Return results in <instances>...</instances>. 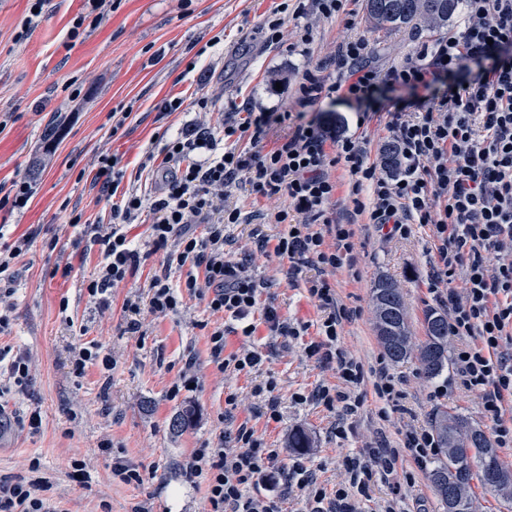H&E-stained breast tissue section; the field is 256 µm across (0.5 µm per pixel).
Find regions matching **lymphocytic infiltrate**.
I'll list each match as a JSON object with an SVG mask.
<instances>
[{
	"label": "lymphocytic infiltrate",
	"instance_id": "lymphocytic-infiltrate-1",
	"mask_svg": "<svg viewBox=\"0 0 512 512\" xmlns=\"http://www.w3.org/2000/svg\"><path fill=\"white\" fill-rule=\"evenodd\" d=\"M349 0H286L263 19L269 45L283 39L284 15L315 9L326 19L348 16ZM462 27L422 47L387 71L372 68L368 38L342 41L329 62L305 69L300 99L313 107L312 116L290 115L273 108L231 104L221 123L225 137L247 141L248 149L218 152L210 127L199 125L165 141L160 153H146L140 170L157 164L173 168L163 195L146 200L137 187H123L125 172L117 157L97 159L95 175L102 192L121 194L113 205L109 227L83 224L72 214L71 226H83L102 261L87 286L90 296L107 294L133 275L140 253L133 249L127 225L143 212L152 220L148 238L156 250H166L168 263L187 267L181 289L166 275L149 284L150 308L158 315L178 312L184 297L202 302L213 314L241 321L240 334L251 338L261 315L271 339L295 338L306 332L263 301L267 280L254 276L247 259L224 250V227L241 220L238 209L223 208L224 192L246 181L260 198H286L285 206L269 214L284 225L273 248L288 263L290 284H304L323 313L316 340L305 346L308 357L333 366L339 386L322 388L318 400L327 409L352 416L361 406L355 393L363 384L362 364L339 343L343 322L353 310L340 303L327 279H302L304 269L337 270L353 266L351 225L328 216L338 185L327 174L343 165L355 214L370 223L406 235L411 225L429 226L437 242L431 274L432 292L448 303V333L469 337L455 354L461 385L482 401L485 419L500 445L512 444V424L504 404L512 398V0H461ZM333 70L324 78L323 70ZM428 90L425 99H401L389 113L388 127L398 149L399 167L389 171L368 157L365 139L327 135L325 115L317 106L326 101L363 102L380 87ZM292 122L287 137L268 141L269 128ZM369 192L370 203L359 196ZM204 225L201 235L190 227ZM210 358L219 372H250L260 366V354L248 348L226 350V331L216 326L209 335ZM225 446L202 445L194 450L187 473L206 485L207 512H285L294 491L304 494L305 512H359V498L370 495L373 476L397 470L401 450L423 464L438 452L434 435L424 427L408 429L402 449L372 448L367 456L341 460L345 478L334 491L318 482L303 461L278 468L279 449L268 447L248 423L224 433ZM373 466H366L365 458ZM29 476L0 478V512H52L49 477L39 461L29 464Z\"/></svg>",
	"mask_w": 512,
	"mask_h": 512
}]
</instances>
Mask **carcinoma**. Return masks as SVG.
Listing matches in <instances>:
<instances>
[{
	"instance_id": "obj_1",
	"label": "carcinoma",
	"mask_w": 512,
	"mask_h": 512,
	"mask_svg": "<svg viewBox=\"0 0 512 512\" xmlns=\"http://www.w3.org/2000/svg\"><path fill=\"white\" fill-rule=\"evenodd\" d=\"M458 0H365L366 16L381 29L443 28L453 17ZM375 326L386 355L395 362L411 356L428 378L448 367V318L426 315L425 340L414 346L408 336L407 315L396 284L381 277L373 288ZM442 458L430 480L444 512H471V482L479 479L488 489L512 496V472L504 468L497 449L480 429L457 414L440 410L435 418Z\"/></svg>"
}]
</instances>
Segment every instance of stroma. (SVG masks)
Returning <instances> with one entry per match:
<instances>
[{"label": "stroma", "mask_w": 512, "mask_h": 512, "mask_svg": "<svg viewBox=\"0 0 512 512\" xmlns=\"http://www.w3.org/2000/svg\"><path fill=\"white\" fill-rule=\"evenodd\" d=\"M281 0H114V9L86 36L70 40L72 20L84 0H52L28 39L14 34L28 13L27 0H0V196L14 183L32 184L34 194L22 209H0V230L12 241L24 234L33 239L12 263L15 290L8 324L0 328V347L28 353L32 380L25 389L0 397L11 419L0 427V477L24 476L31 460H39L52 478L63 512H204L206 486L190 478L186 466L194 448L219 445L224 433V398L235 393V421L249 422L268 446L281 449L280 467L303 456L326 488L341 475L339 452L386 443L399 449L398 473L375 480L361 512H375L380 500L398 496L402 512H444L430 482L429 469L417 466L401 444L407 427L433 428L437 409L449 408L469 424L488 430L480 401L457 383L455 366L434 379L424 377L415 359L399 363L381 348L375 329L372 290L379 278L397 283L403 295L413 342L424 341L428 312L447 314L429 289L435 242L428 227L415 224L409 235L386 236L367 216L356 217L355 269L341 268L328 280L338 300L359 314L342 325L340 345L365 370L386 368L399 380L404 397L398 403L379 399L371 382L357 390L362 406L353 416L348 438L336 435L337 412L326 409L315 394L338 385L333 368L306 355V337L288 342L268 340L258 328L254 347L265 359L259 373H220L210 361L208 330L233 326L230 316L211 314L202 304L184 298L178 314L140 315L141 329L126 330L122 309L128 295L149 301L153 275L164 272L172 285L185 270L164 269V251H151L146 225L130 230L139 252L145 253L135 276L112 289L106 299L90 296L86 286L100 261L87 250L80 228L69 226L72 211L84 222L109 224L112 196L94 184L97 158H120L127 176H134L145 152L160 151L162 132L177 134L203 121L195 99L208 95L220 106L251 100L253 104L299 112L303 106L298 81L308 62L323 61L342 39L368 36L372 60L381 68L397 64L436 32L375 30L366 19L365 0H351L354 27L343 19L326 20L317 13L289 16L287 28L307 25L314 30L309 55L287 44L268 46L259 23ZM219 44H212L214 35ZM78 97H71V88ZM183 98V111L160 116L163 100ZM356 103L337 102L332 111L337 130L360 131L368 140L371 159L381 160L391 136L386 120L375 117L357 124ZM133 112L121 130L112 115ZM226 203L239 209L243 223L224 228V249L235 257L254 253L258 238L276 240L280 224L264 223L270 202L255 197L248 185L233 188ZM57 238L56 249L47 246ZM288 265L276 256L256 258L252 271L271 281L269 290L280 313L294 323H319L322 313L305 287L289 285ZM98 344L112 361L111 369L92 364L75 372L74 348ZM195 378L182 387L184 373ZM277 382L280 422L263 414L266 397L254 388L266 377ZM178 394H171L173 385ZM192 411L191 422L173 428V419ZM42 418L40 432L22 430L20 418L31 412ZM305 432L311 446L295 453L288 437ZM109 442L111 450L100 447ZM120 457L141 473V482L125 483L112 474ZM85 463L87 477L72 478L70 462ZM411 473L414 485L403 475Z\"/></svg>", "instance_id": "obj_1"}]
</instances>
